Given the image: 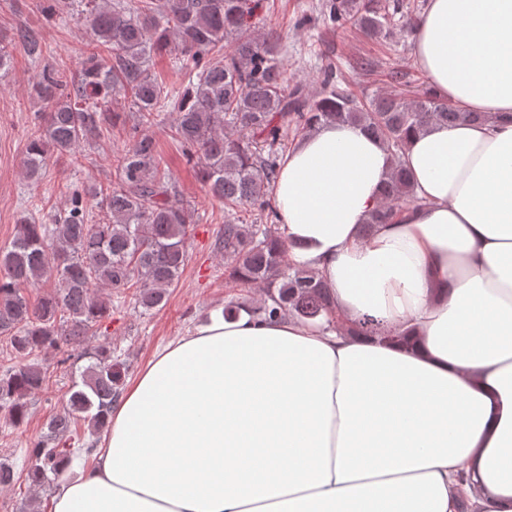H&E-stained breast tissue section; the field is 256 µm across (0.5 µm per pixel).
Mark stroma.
I'll return each instance as SVG.
<instances>
[{"instance_id":"1","label":"stroma","mask_w":512,"mask_h":512,"mask_svg":"<svg viewBox=\"0 0 512 512\" xmlns=\"http://www.w3.org/2000/svg\"><path fill=\"white\" fill-rule=\"evenodd\" d=\"M322 0H261L256 15L258 33L275 32L284 48L288 78L318 86L323 57H331L341 74L342 85L361 98L390 89L382 72L368 74L353 69V62L371 58L384 69L400 70L423 80L412 58L411 35L376 40L359 28L325 31L320 18ZM71 0H0V39L9 41L12 72L0 83V246L13 237L25 215L45 217L65 199L73 187L107 182L113 163L129 145L134 113L123 112L122 121L94 146H82L80 160L71 157L50 160L38 182L24 179L22 159L28 142L38 129L34 114L39 103L34 87L42 66L75 72L85 58L87 38L67 17ZM33 29L43 47L34 58L25 46L15 42L17 29ZM174 113H162L151 132L156 140L160 164L180 196L194 207L198 218L189 240L188 261L177 283L170 288L159 308L143 312L133 294L112 301V315L101 333L77 350L55 372L52 381L29 399V415L20 427L0 419V463L13 466L16 480L0 488V512H52L53 487L34 490L28 480L31 461L27 445L46 431L47 420L58 412L72 385L77 367L87 365L88 355L103 344L112 348V358L123 366V387H130L145 365L170 340L185 335L210 310L230 302L258 303L257 288H239L224 267L220 240L224 232V209L198 181L192 163L173 141L168 128Z\"/></svg>"}]
</instances>
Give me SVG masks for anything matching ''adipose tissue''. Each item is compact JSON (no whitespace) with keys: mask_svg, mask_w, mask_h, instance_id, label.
Masks as SVG:
<instances>
[{"mask_svg":"<svg viewBox=\"0 0 512 512\" xmlns=\"http://www.w3.org/2000/svg\"><path fill=\"white\" fill-rule=\"evenodd\" d=\"M413 58L506 122L411 136L421 202L367 236L386 148L350 123L301 138L273 197L333 329L242 309L168 342L52 512H457L474 489L512 512V0H429ZM368 316L402 343L340 334Z\"/></svg>","mask_w":512,"mask_h":512,"instance_id":"obj_1","label":"adipose tissue"}]
</instances>
